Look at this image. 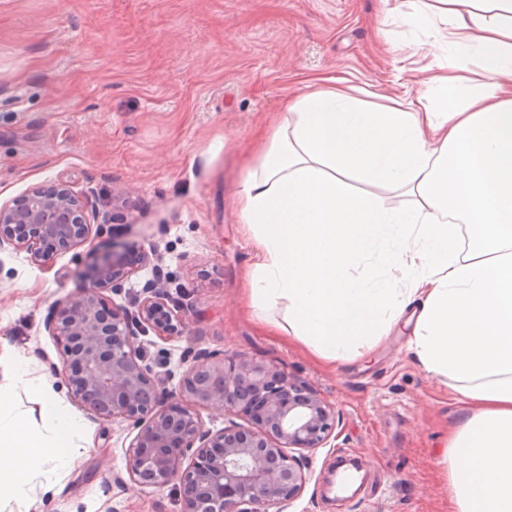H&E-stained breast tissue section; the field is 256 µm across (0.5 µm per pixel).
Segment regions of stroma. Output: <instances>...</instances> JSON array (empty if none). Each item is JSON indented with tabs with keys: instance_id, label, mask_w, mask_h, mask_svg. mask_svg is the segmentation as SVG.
Here are the masks:
<instances>
[{
	"instance_id": "obj_1",
	"label": "stroma",
	"mask_w": 512,
	"mask_h": 512,
	"mask_svg": "<svg viewBox=\"0 0 512 512\" xmlns=\"http://www.w3.org/2000/svg\"><path fill=\"white\" fill-rule=\"evenodd\" d=\"M419 37L379 0H0V204L63 181L104 226L43 264L0 251V390L34 412L42 387L71 405L44 323L119 238L157 254L189 318L184 336L145 337L149 362L175 370L192 348L245 354L334 407L335 429L285 512H448L434 449L464 412L454 387L426 377L400 331L331 367L250 318L253 243L237 220L239 182L284 102L328 77L380 103L415 96ZM17 355L32 386L14 378ZM84 424L70 467L36 476L26 500L1 497L0 512H179L175 489L118 486L99 468L107 454L124 470L126 424ZM342 456L362 464L356 493L323 485Z\"/></svg>"
}]
</instances>
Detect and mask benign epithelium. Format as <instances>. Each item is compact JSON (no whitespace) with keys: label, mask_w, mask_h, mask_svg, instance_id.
I'll return each instance as SVG.
<instances>
[{"label":"benign epithelium","mask_w":512,"mask_h":512,"mask_svg":"<svg viewBox=\"0 0 512 512\" xmlns=\"http://www.w3.org/2000/svg\"><path fill=\"white\" fill-rule=\"evenodd\" d=\"M90 231L84 197L63 182L0 205V251L23 250L37 263L76 249ZM155 259L115 239L94 259L83 286L45 322L61 360L52 372L91 417L135 431L124 452L132 484L178 487L181 512H284L305 487L309 453L332 435L333 407L275 366L207 350L193 352L169 388L175 372L147 363L141 337H180L189 321ZM147 265L155 271L135 309L107 299ZM201 408L222 411L227 425L208 428Z\"/></svg>","instance_id":"benign-epithelium-1"}]
</instances>
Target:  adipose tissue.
<instances>
[{
    "label": "adipose tissue",
    "instance_id": "ef3b65f1",
    "mask_svg": "<svg viewBox=\"0 0 512 512\" xmlns=\"http://www.w3.org/2000/svg\"><path fill=\"white\" fill-rule=\"evenodd\" d=\"M381 2L426 32L425 54L473 60L478 74L434 72L424 95L385 104L347 87L286 103L238 193L254 240L248 307L261 318L283 304L275 329L329 363L406 331L426 376L453 380L471 407L442 453L452 512H512V0ZM350 176L410 203L384 208ZM381 245L407 287L353 276ZM36 417L51 442L32 433ZM84 431L52 399L35 414L0 391V494L27 498L32 473L68 468Z\"/></svg>",
    "mask_w": 512,
    "mask_h": 512
}]
</instances>
